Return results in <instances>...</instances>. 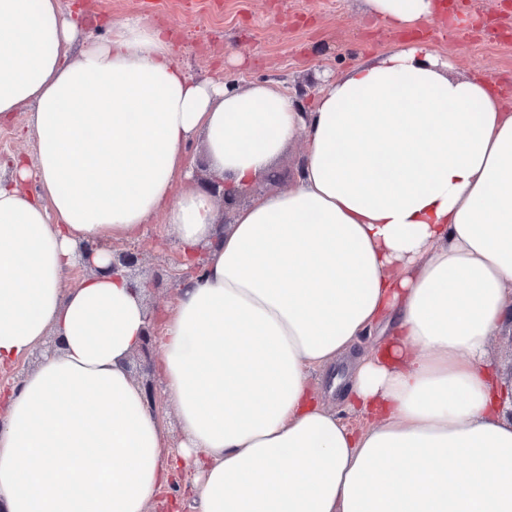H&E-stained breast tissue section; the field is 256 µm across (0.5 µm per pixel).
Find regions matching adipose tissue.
I'll return each mask as SVG.
<instances>
[{
	"mask_svg": "<svg viewBox=\"0 0 512 512\" xmlns=\"http://www.w3.org/2000/svg\"><path fill=\"white\" fill-rule=\"evenodd\" d=\"M364 3L397 29L436 9ZM80 26L60 0H0V124L26 105L37 135L0 179V364L42 356L0 393V512H148L178 469L173 512H512V387L488 359L512 327V103L494 80L404 43L305 109L191 78L149 20ZM199 137L237 189L293 142L303 165L236 210L162 319L175 444L125 367L143 289L72 270L79 242L106 266L159 214L183 254L209 242L216 201L185 162ZM342 362L358 427L310 385Z\"/></svg>",
	"mask_w": 512,
	"mask_h": 512,
	"instance_id": "1",
	"label": "adipose tissue"
}]
</instances>
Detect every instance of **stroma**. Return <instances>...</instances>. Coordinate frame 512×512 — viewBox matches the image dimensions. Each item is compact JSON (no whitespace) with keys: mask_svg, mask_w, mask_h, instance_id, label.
I'll return each mask as SVG.
<instances>
[{"mask_svg":"<svg viewBox=\"0 0 512 512\" xmlns=\"http://www.w3.org/2000/svg\"><path fill=\"white\" fill-rule=\"evenodd\" d=\"M458 25L395 31L366 15L361 0H86L88 26L143 16L174 44V60L193 76L233 81L244 88L268 82L285 91L312 85L386 53L402 42L425 38L457 74L484 71L512 95V0H458ZM20 108L0 126V175L19 152L35 155L36 136ZM302 144L288 147L256 182L263 195L293 187ZM128 248L144 252L135 274L151 310L174 297L167 271L180 251L172 225L157 216Z\"/></svg>","mask_w":512,"mask_h":512,"instance_id":"obj_1","label":"stroma"}]
</instances>
